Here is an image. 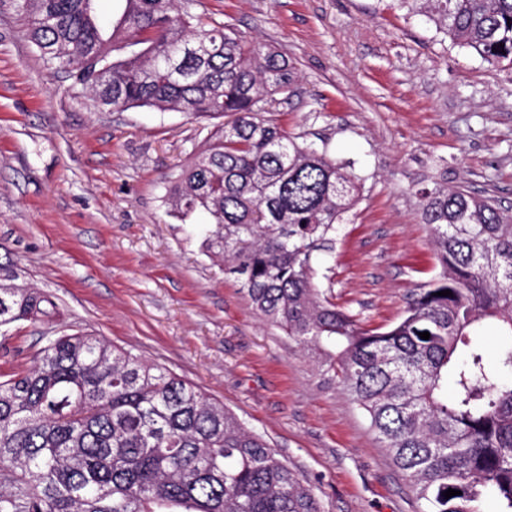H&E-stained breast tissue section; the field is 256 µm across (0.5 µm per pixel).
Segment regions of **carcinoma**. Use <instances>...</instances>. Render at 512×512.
I'll list each match as a JSON object with an SVG mask.
<instances>
[{"mask_svg":"<svg viewBox=\"0 0 512 512\" xmlns=\"http://www.w3.org/2000/svg\"><path fill=\"white\" fill-rule=\"evenodd\" d=\"M95 0H17L46 63L100 106L222 118L167 189L170 213L212 222L261 318L325 363L365 411L425 512H512V209L467 188L417 191L439 273L385 330L316 283L314 259L354 209L362 178L265 114L294 81L277 48L209 26L177 0H120L112 40ZM493 67L512 68V0H399ZM0 261V328L49 321L56 304ZM449 290L451 295L438 292ZM496 329L497 361L484 331ZM427 332L424 340L419 333ZM339 348L336 353L327 346ZM454 489L460 494L445 498ZM0 512H320L264 438L197 386L89 333L48 340L0 382Z\"/></svg>","mask_w":512,"mask_h":512,"instance_id":"obj_1","label":"carcinoma"}]
</instances>
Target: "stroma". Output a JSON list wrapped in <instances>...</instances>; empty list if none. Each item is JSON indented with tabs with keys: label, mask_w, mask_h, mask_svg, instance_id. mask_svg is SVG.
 Wrapping results in <instances>:
<instances>
[{
	"label": "stroma",
	"mask_w": 512,
	"mask_h": 512,
	"mask_svg": "<svg viewBox=\"0 0 512 512\" xmlns=\"http://www.w3.org/2000/svg\"><path fill=\"white\" fill-rule=\"evenodd\" d=\"M179 9L287 54L272 118L350 163L360 199L318 255L317 283L387 328L439 267L417 188L466 186L512 208V71L452 45L393 0H180ZM214 123L96 107L50 68L0 0V250L57 305L0 335V375L81 331L224 403L264 437L321 512H420L363 411L322 356L259 318L201 247L209 221L168 213L166 189Z\"/></svg>",
	"instance_id": "stroma-1"
}]
</instances>
